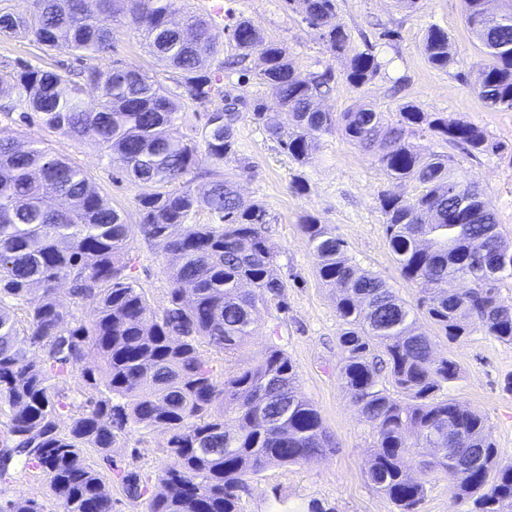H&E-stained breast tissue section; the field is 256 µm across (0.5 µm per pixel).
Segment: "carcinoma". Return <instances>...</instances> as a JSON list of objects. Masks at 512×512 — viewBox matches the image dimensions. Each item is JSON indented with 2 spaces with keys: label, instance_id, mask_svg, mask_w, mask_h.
<instances>
[{
  "label": "carcinoma",
  "instance_id": "1",
  "mask_svg": "<svg viewBox=\"0 0 512 512\" xmlns=\"http://www.w3.org/2000/svg\"><path fill=\"white\" fill-rule=\"evenodd\" d=\"M29 0L25 13L0 8V37L23 34L49 51L62 43L86 65L82 81L65 68L17 64L0 85L17 91L20 118L39 121L75 141L97 145L109 163L157 191L138 200L141 224L97 191L80 166L34 141L0 137V479L14 465L40 469L50 478L62 512H112L105 480L120 485L133 502L149 500V512H238L240 492L268 463L311 460L325 451L327 435L318 410L298 391L290 359L271 349L255 366L217 384L215 366L253 333L254 312L271 298L284 302L287 284L268 235L267 211L244 200L224 163L236 155L241 108L260 123L296 162H307L317 142L336 128L355 147L376 149L389 175L419 183L417 196L384 195L385 234L402 276L418 287L416 304L400 298L378 275L360 269L327 224L308 217L302 229L317 257V274L336 290L339 342L346 351L338 378L353 404L376 431L368 471L372 484L399 512H418L423 481L409 478L408 456L426 448L427 431L444 427L461 440L424 464L456 477L455 497L468 512H512V464L498 449L477 411L438 393L458 375L457 364L438 357L419 331L414 309L450 342L468 335L469 320L485 335L512 342V305L499 283L512 278V253L495 213L474 180L456 175L448 159L424 154L411 137L428 131L448 143L483 153L500 150L481 128L450 122L412 104L390 122L363 105L338 115L316 106L333 89L332 68L302 73L288 49L268 41L246 18L230 40L238 54L223 68L256 53L258 73L279 101L269 112L255 100L231 98L205 62L224 49L208 21L190 13L178 23V0ZM318 30L332 58L344 63L346 82L362 87L381 69L369 50L351 46L336 22V0H286ZM487 0H464L465 22L486 56L478 95L492 109L512 110V12L491 13ZM126 19L155 63L176 81L169 91L145 71L119 61L101 65L112 52V24ZM428 63L446 70L456 63L448 32L428 28ZM212 98L199 138L178 129L180 109ZM196 179L207 180L198 194ZM200 210L213 224H190ZM163 241L171 262V288L161 311L138 287L130 241L135 232ZM474 288L448 295V282ZM66 285L75 316L62 305ZM206 346L216 357L203 356ZM383 355L400 396L382 385L374 349ZM98 363L84 366L89 353ZM83 381L79 403L69 380ZM163 427L170 433L172 462L150 478L122 470L112 460L118 436L131 427ZM94 448L100 464H88ZM0 512H47L44 505L0 489Z\"/></svg>",
  "mask_w": 512,
  "mask_h": 512
}]
</instances>
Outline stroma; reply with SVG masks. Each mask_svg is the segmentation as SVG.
<instances>
[{
    "label": "stroma",
    "mask_w": 512,
    "mask_h": 512,
    "mask_svg": "<svg viewBox=\"0 0 512 512\" xmlns=\"http://www.w3.org/2000/svg\"><path fill=\"white\" fill-rule=\"evenodd\" d=\"M242 17L251 19L267 39L284 43L300 71L329 66L337 72L334 89L322 102L327 111L337 114L368 104L393 119L409 103L424 112L476 125L490 142L500 143L499 151L471 154L428 132L418 139L426 151L447 156L457 174L479 183L504 240L512 243V110L489 108L478 96L484 56L464 22L463 0H418L412 10L399 8L395 0H336V20L350 34L352 47L372 49L382 64L379 74L361 87L342 78L341 61L330 57L317 32L301 13L287 9L283 0H224V24L212 35L225 55L236 52L227 28ZM433 25L447 31L456 52V64L445 70L432 68L423 52L424 35ZM387 30L393 31V38H384ZM19 60L36 67H80L66 45L46 52L30 37H1L0 74L8 73ZM260 68L258 56H250L245 70L220 71L221 84L230 96L259 100L277 109L276 98L256 77ZM16 100L15 91H0V134H21L69 158L123 212L127 223H140L138 200L152 193V186L119 177L91 142L70 140L36 123L7 120L5 114ZM236 141L238 158L250 165L249 173L239 177L238 189L245 200L261 203L267 210L277 266L287 288L284 303L271 300L259 308L252 336L227 356L217 374L224 377L246 369L270 347H277L294 364L299 390L320 413L331 443L319 458L270 464L250 477L239 512H308L315 503L331 512H398L367 476L376 434L337 377L345 352L338 341L336 297L316 276L317 258L301 225L309 216L330 225L355 264L379 275L412 303L416 288L403 278L388 246L380 199L391 194L412 197L422 188L417 182L388 176L373 154L354 147L338 130L322 137L303 164L250 117L239 121ZM131 254L151 308L161 309L170 286L162 243L135 235ZM423 329L436 344V356L458 365L459 377L444 389V397L481 413L501 460L512 462V343L485 336L476 326L454 342L431 323H424ZM169 438L161 427L129 429L117 441L112 458L122 468L156 477L171 460Z\"/></svg>",
    "instance_id": "obj_1"
}]
</instances>
